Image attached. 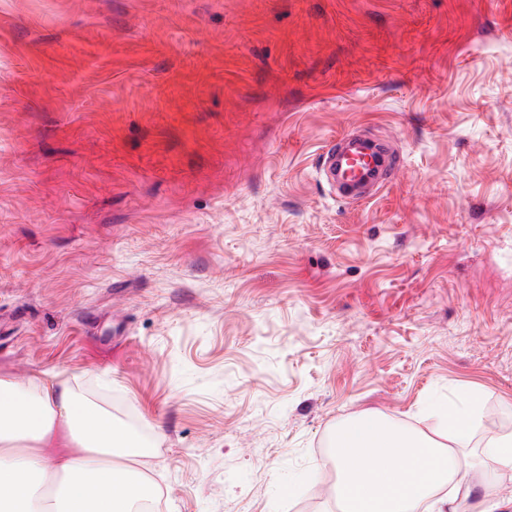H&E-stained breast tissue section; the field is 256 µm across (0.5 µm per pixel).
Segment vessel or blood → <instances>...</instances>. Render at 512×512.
<instances>
[{"instance_id": "b4317fda", "label": "vessel or blood", "mask_w": 512, "mask_h": 512, "mask_svg": "<svg viewBox=\"0 0 512 512\" xmlns=\"http://www.w3.org/2000/svg\"><path fill=\"white\" fill-rule=\"evenodd\" d=\"M395 157L387 141L343 135L324 149L319 175L335 189L338 199L359 202L367 198L369 189L396 175Z\"/></svg>"}]
</instances>
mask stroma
<instances>
[{
  "instance_id": "35a3bbf8",
  "label": "stroma",
  "mask_w": 512,
  "mask_h": 512,
  "mask_svg": "<svg viewBox=\"0 0 512 512\" xmlns=\"http://www.w3.org/2000/svg\"><path fill=\"white\" fill-rule=\"evenodd\" d=\"M344 132L374 198L316 171ZM75 373L159 512H331L328 448L512 432V0H0V376ZM321 155L320 178L336 189V197L344 201L371 198L369 192L388 183L398 170L392 145L370 137L342 135ZM477 395H468L463 406H442L438 409L440 436L453 443L468 435L476 418L479 406Z\"/></svg>"
}]
</instances>
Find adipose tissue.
<instances>
[{
	"label": "adipose tissue",
	"mask_w": 512,
	"mask_h": 512,
	"mask_svg": "<svg viewBox=\"0 0 512 512\" xmlns=\"http://www.w3.org/2000/svg\"><path fill=\"white\" fill-rule=\"evenodd\" d=\"M72 377L47 370L21 386L0 378V512H44L60 489L67 512H133L153 488L136 463L138 433L79 400ZM477 395L437 411L441 441L364 415L336 429L339 512H499L493 497L471 502L468 465L453 443L468 435Z\"/></svg>",
	"instance_id": "adipose-tissue-1"
}]
</instances>
